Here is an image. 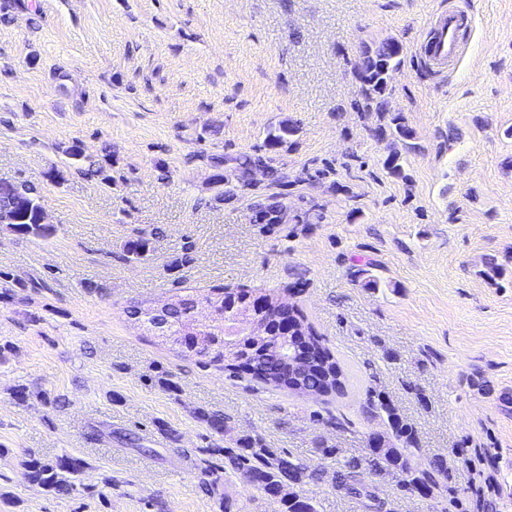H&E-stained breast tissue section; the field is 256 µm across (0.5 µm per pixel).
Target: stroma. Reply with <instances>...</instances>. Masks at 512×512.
Here are the masks:
<instances>
[{
    "label": "stroma",
    "instance_id": "stroma-1",
    "mask_svg": "<svg viewBox=\"0 0 512 512\" xmlns=\"http://www.w3.org/2000/svg\"><path fill=\"white\" fill-rule=\"evenodd\" d=\"M455 7L473 26L440 72L419 52ZM391 39L386 111H358L355 65ZM396 115L413 147L379 136ZM74 143L110 148L111 185L75 172ZM1 176L39 185L55 231L0 229V512H220L224 494L280 512L242 477L202 485L205 449L243 434L323 471L303 487L317 512H374L329 477L386 429L372 388L413 427L416 468L448 466L429 494L379 481L383 512H512V0H0ZM272 197L286 217L270 229L254 206ZM148 227L163 231L152 257L126 261ZM188 241L193 262L171 268ZM490 256L506 266L493 281ZM223 284L302 310L346 395L229 377L125 314ZM161 370L178 391L152 384ZM199 408L224 414L225 436ZM32 455L85 460L78 493L30 483Z\"/></svg>",
    "mask_w": 512,
    "mask_h": 512
}]
</instances>
